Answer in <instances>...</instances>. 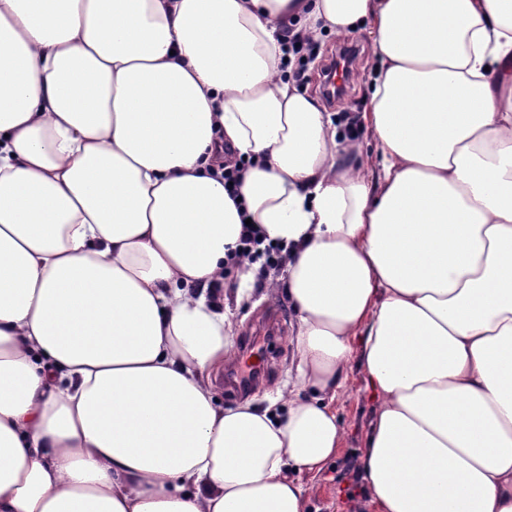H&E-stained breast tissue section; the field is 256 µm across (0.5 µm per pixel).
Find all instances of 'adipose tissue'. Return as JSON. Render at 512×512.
<instances>
[{
  "label": "adipose tissue",
  "mask_w": 512,
  "mask_h": 512,
  "mask_svg": "<svg viewBox=\"0 0 512 512\" xmlns=\"http://www.w3.org/2000/svg\"><path fill=\"white\" fill-rule=\"evenodd\" d=\"M287 27L367 29L364 140ZM248 220L297 381L224 408ZM355 364L368 507L512 512V0H0V512H304ZM263 243L264 239L260 231L252 224H243L237 250L228 255V263L235 262L241 256L254 257L263 260L260 269L263 273H269L271 270L279 272L283 266V249L271 243L261 248Z\"/></svg>",
  "instance_id": "ef3b65f1"
}]
</instances>
